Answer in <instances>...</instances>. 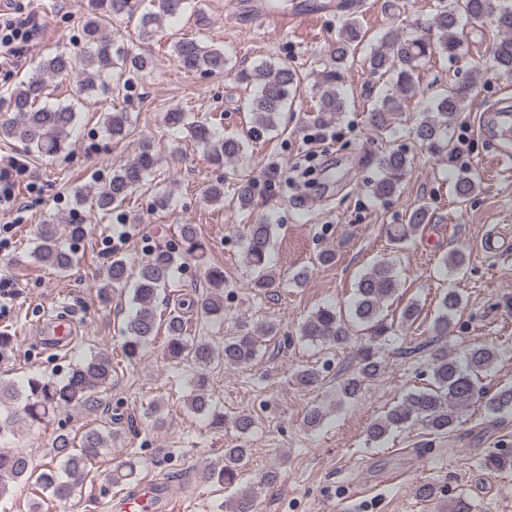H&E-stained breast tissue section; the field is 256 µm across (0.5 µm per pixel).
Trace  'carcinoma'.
I'll return each mask as SVG.
<instances>
[{
  "instance_id": "1",
  "label": "carcinoma",
  "mask_w": 512,
  "mask_h": 512,
  "mask_svg": "<svg viewBox=\"0 0 512 512\" xmlns=\"http://www.w3.org/2000/svg\"><path fill=\"white\" fill-rule=\"evenodd\" d=\"M140 0H90L88 16L82 27L84 46L79 56L56 51L44 57L29 78L19 84L7 98L5 113L0 115V136L24 143L27 151L43 156L61 153L76 123L74 104L49 106L41 103L46 96L49 79L63 78L80 71L79 91H89L97 82L119 68L139 75L150 68L149 58L127 56L114 48L105 32L103 21L114 18H137L138 36L152 40L160 31L161 22L183 15L189 0H151L153 9L137 13ZM343 21L329 59L317 71L319 99L316 120L322 124L335 122L346 111L343 92L346 74L355 61L356 53L365 45V32L354 13H342ZM490 22L498 36L491 52L495 70L512 76V0H435L434 11L425 27V33L402 35L396 30L383 33L377 44L361 56V62L374 78L381 81V92L367 109V125L378 134L388 136L393 125L404 112L414 95L416 70L435 55L457 59L463 49V22ZM173 52L189 71L215 72L227 69L229 58L220 48L203 45L194 38L182 37L174 42ZM237 83L256 89L246 102L250 112L248 139L226 136L215 138L211 126L204 121H189V113L173 109L165 114L170 128H186L195 142L212 156L214 163L228 165L241 156L248 142H255L273 131L288 100L301 89L297 70L286 62L264 61L251 69H240L234 74ZM474 90L473 82H461L447 89L431 102L428 112L412 127L415 139L429 153L453 158L454 147L449 138L461 112ZM106 128L114 138L127 135L129 118L125 112H111ZM158 164V158L148 147L112 171L95 198V207L101 214L121 206L140 188ZM379 177L371 183L372 194L379 199L394 196L411 169V159L400 149H387L377 159ZM232 199L241 208H250L255 197V183L251 178L233 181ZM475 175L458 172L453 180L452 195L463 203L473 194ZM430 220L429 208L420 204L412 208L403 224L387 228V235L397 245ZM275 225L258 222L248 225L244 234V253L252 272L250 287L264 292L275 280L270 250ZM181 247L160 245L142 263L132 267L125 258L112 256L106 266L104 287L125 285L134 281L132 300L137 305L135 315L123 330L122 349L125 356L135 359L159 327L154 304L162 291L170 287L175 267L183 256L200 257L205 244L198 238L194 225L184 224L180 229ZM35 257L41 263L59 271L68 270L75 262L74 253L65 246L56 224H42L38 229ZM398 291L393 261L376 260L355 285L351 314L354 323L364 331L366 342L357 349L356 371L338 384L337 393L343 399L354 400L360 395L365 381L381 369L376 343L392 335L393 324L383 315L384 305ZM461 307V298L453 291L439 301L441 314L434 322V336L448 334L451 320ZM204 320L224 316V297L221 293L207 295L196 309ZM167 356L172 360L186 359L195 368L193 393L187 399L188 408L197 414H209L212 423L222 428L224 414L216 411L208 393L207 370L217 359L227 366L251 364L259 352V340L243 323L238 334L224 340V348L217 352L213 346L188 333L184 313H169ZM300 336L311 342L336 346L350 344L349 332L339 311L333 306L318 308L300 327ZM498 357V350L489 345H476L460 356L447 351L438 354L431 363L428 387L411 390L402 396L383 416L368 428L372 441H381L393 431L416 424L425 426L434 435L453 430L459 415L480 402L486 411L499 413L512 409V386L504 385L492 391L483 383V377ZM112 356L99 352L74 365L61 381L43 376H32L21 391L12 384L0 381V440L15 435L20 425L27 427L49 423L61 408L83 406L95 391L112 378ZM297 381L304 389H313L322 381L315 368L298 372ZM112 432L98 428L86 429L80 440L59 426L50 450V462L39 468L20 452L0 448V499L19 484L35 486L51 493L59 502L67 501L78 482L90 470L93 461L110 449ZM249 449L242 446L224 449V454L207 469V479L226 487L240 483ZM257 489L242 491L232 502L225 504L226 512H252Z\"/></svg>"
}]
</instances>
